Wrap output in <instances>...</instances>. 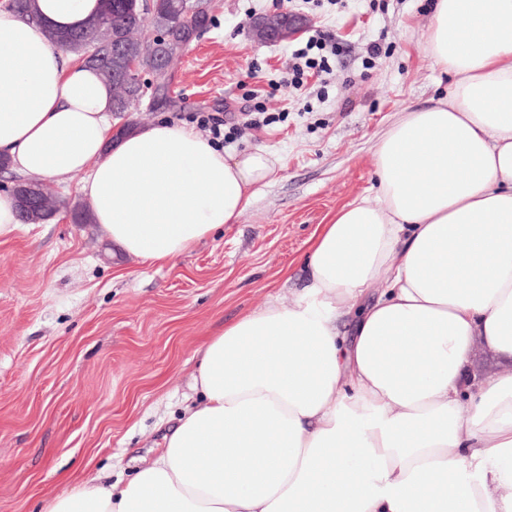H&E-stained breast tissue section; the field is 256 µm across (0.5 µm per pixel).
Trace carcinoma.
<instances>
[{
	"label": "carcinoma",
	"mask_w": 512,
	"mask_h": 512,
	"mask_svg": "<svg viewBox=\"0 0 512 512\" xmlns=\"http://www.w3.org/2000/svg\"><path fill=\"white\" fill-rule=\"evenodd\" d=\"M154 3V13L139 24L130 19L124 0H103L99 12L82 27L70 31L53 28L46 31L50 42L77 54L82 63L94 67L111 86L115 112H132L137 105L123 99V88L116 77L112 58V42L105 34L119 35L139 45L140 52L132 57V61L139 65L148 63V58L159 52L169 64L196 40L198 30L211 24L209 0H199V9L190 18L183 14L181 0H154ZM13 195L17 201L18 219L24 224L46 222L65 205L42 183L31 179L15 186Z\"/></svg>",
	"instance_id": "cac0c4a2"
}]
</instances>
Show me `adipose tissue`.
Here are the masks:
<instances>
[{"label": "adipose tissue", "instance_id": "1", "mask_svg": "<svg viewBox=\"0 0 512 512\" xmlns=\"http://www.w3.org/2000/svg\"><path fill=\"white\" fill-rule=\"evenodd\" d=\"M99 8H0V155L79 179L107 238L167 262L238 223L280 159L166 120L115 136L109 87L46 36ZM423 50L451 90L382 133L374 198L318 229L295 299L203 345L156 458L48 512H512V370H471L479 346L512 358V0H436Z\"/></svg>", "mask_w": 512, "mask_h": 512}]
</instances>
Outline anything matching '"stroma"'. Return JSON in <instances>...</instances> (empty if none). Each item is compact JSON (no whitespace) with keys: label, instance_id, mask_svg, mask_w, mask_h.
Segmentation results:
<instances>
[{"label":"stroma","instance_id":"1","mask_svg":"<svg viewBox=\"0 0 512 512\" xmlns=\"http://www.w3.org/2000/svg\"><path fill=\"white\" fill-rule=\"evenodd\" d=\"M213 22L172 67L173 110L113 113L145 126L209 112L235 127L229 151L284 165L235 224L163 264L76 224L78 180L48 185L66 207L0 239V512H44L87 477L129 478L153 460L209 336L291 302L310 240L375 189L374 153L399 112L447 95L453 77L422 52L434 0H213ZM301 13L336 46L329 71L284 81L295 42L254 41L252 18ZM379 45L377 58L368 50Z\"/></svg>","mask_w":512,"mask_h":512}]
</instances>
